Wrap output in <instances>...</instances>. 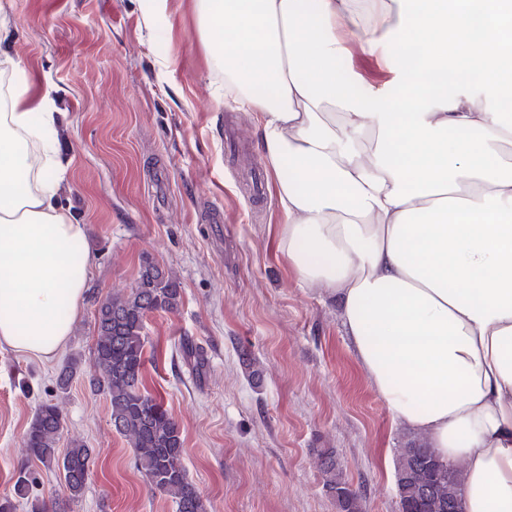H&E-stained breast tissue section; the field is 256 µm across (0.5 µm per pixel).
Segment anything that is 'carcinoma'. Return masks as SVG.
<instances>
[{
    "label": "carcinoma",
    "instance_id": "obj_1",
    "mask_svg": "<svg viewBox=\"0 0 512 512\" xmlns=\"http://www.w3.org/2000/svg\"><path fill=\"white\" fill-rule=\"evenodd\" d=\"M180 298L178 279L146 261L133 288L114 292L98 302L95 361L100 374L88 380V385L109 398L112 427L129 440L136 467L150 487L171 497L176 512H205L182 463L184 439L180 426L143 385L145 319L154 311L176 310ZM77 367L78 360L73 358L60 369L56 377L60 391L68 390ZM61 430L59 406L43 401L26 432L25 445L32 458L57 467L66 498L48 502L29 496L37 477L23 467L15 474L14 495L0 497V512H17L18 498L26 500L29 512H68L69 504L81 497L94 464L93 450L73 441L59 452L56 445ZM318 469L338 512H362V496L345 480L334 450L320 452ZM396 476L398 512H463L462 469L440 460L427 442H412L399 449Z\"/></svg>",
    "mask_w": 512,
    "mask_h": 512
}]
</instances>
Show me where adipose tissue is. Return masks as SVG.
<instances>
[{"instance_id": "1", "label": "adipose tissue", "mask_w": 512, "mask_h": 512, "mask_svg": "<svg viewBox=\"0 0 512 512\" xmlns=\"http://www.w3.org/2000/svg\"><path fill=\"white\" fill-rule=\"evenodd\" d=\"M194 0L210 69L258 115L278 249L324 288L393 419L464 472V512H512V0ZM237 33L224 40L226 28ZM393 46L387 92L349 90L351 42ZM59 113L0 112V348L66 346L94 257L61 203Z\"/></svg>"}]
</instances>
